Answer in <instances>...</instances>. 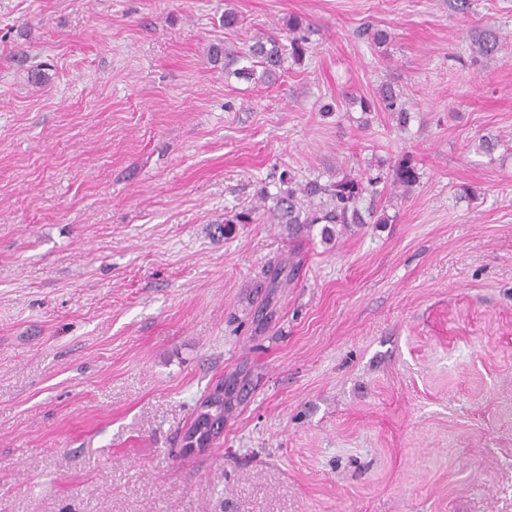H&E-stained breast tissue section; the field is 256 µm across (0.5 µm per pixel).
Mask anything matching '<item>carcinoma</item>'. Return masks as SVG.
<instances>
[{"instance_id":"1","label":"carcinoma","mask_w":512,"mask_h":512,"mask_svg":"<svg viewBox=\"0 0 512 512\" xmlns=\"http://www.w3.org/2000/svg\"><path fill=\"white\" fill-rule=\"evenodd\" d=\"M308 38L304 33L303 22L294 17L288 18L282 32H264L251 38L245 47L229 50L219 44L210 47V58L224 61V71L238 79L270 83L283 69L285 61L291 58L296 62L307 52ZM477 52L492 56L500 50L499 39L489 30L474 40ZM377 106L384 112H395L407 118L400 93L390 86L378 90ZM381 176L360 179H343L329 185L310 182L296 190H288L276 197L275 210L283 224H349L361 223L358 205L364 193L378 192ZM419 181V172L412 157H401L392 169L391 183L394 187L407 191ZM205 411L198 415L185 437V447L203 444L212 428L211 422H218L224 416V401L206 400Z\"/></svg>"}]
</instances>
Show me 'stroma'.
Returning <instances> with one entry per match:
<instances>
[{"label":"stroma","instance_id":"stroma-1","mask_svg":"<svg viewBox=\"0 0 512 512\" xmlns=\"http://www.w3.org/2000/svg\"><path fill=\"white\" fill-rule=\"evenodd\" d=\"M471 2L0 0V512H512V0ZM291 16L275 82L209 61ZM405 154L387 223H278ZM377 106L384 112H395L403 118V123L407 120V112H404L403 104L400 100V93L391 86H382L378 90V97L376 98ZM419 172L409 155L402 156L392 169L391 183L396 188L408 191L419 181ZM215 407V414L210 413V409ZM204 408L206 410L200 413L195 419L193 425L187 432L185 437L186 443L184 448H193L195 444H203L208 438L212 428L211 421L219 422L224 416V399H214L212 396L206 400ZM184 448H180V453L184 451Z\"/></svg>","mask_w":512,"mask_h":512}]
</instances>
